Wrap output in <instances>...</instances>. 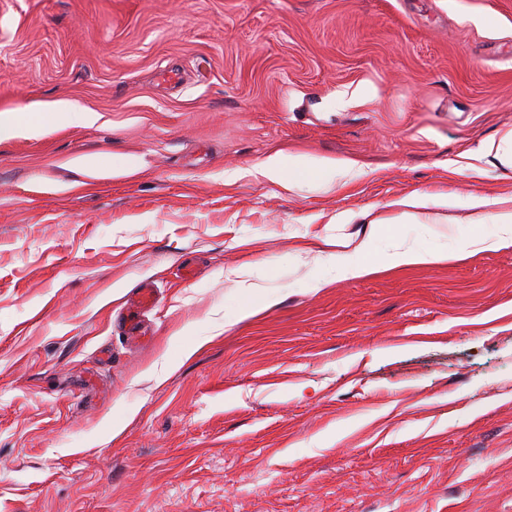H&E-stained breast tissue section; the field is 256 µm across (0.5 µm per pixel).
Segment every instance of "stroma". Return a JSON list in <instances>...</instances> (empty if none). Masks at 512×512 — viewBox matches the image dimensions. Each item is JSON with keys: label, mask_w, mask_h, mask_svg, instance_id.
Wrapping results in <instances>:
<instances>
[{"label": "stroma", "mask_w": 512, "mask_h": 512, "mask_svg": "<svg viewBox=\"0 0 512 512\" xmlns=\"http://www.w3.org/2000/svg\"><path fill=\"white\" fill-rule=\"evenodd\" d=\"M1 112L0 512H512V0H0ZM288 161V165H287ZM358 165L357 161L345 160L336 162V159L322 158L314 159L304 155H288L279 152L269 156L258 167L257 172L268 180L292 187V183L286 179L287 167L289 170L298 168H316L322 170L336 171L338 169L344 175H348ZM512 213L498 214L496 224H501L500 231L493 239L478 238L471 246L473 249L470 254H475L483 250L502 249L512 247ZM354 254L360 258L358 261H347L341 271L347 277H361L375 271L379 266L401 267L418 265L438 261L439 256L412 251L410 249H397L391 254L380 257L375 255L371 236L360 240L354 247Z\"/></svg>", "instance_id": "35a3bbf8"}]
</instances>
